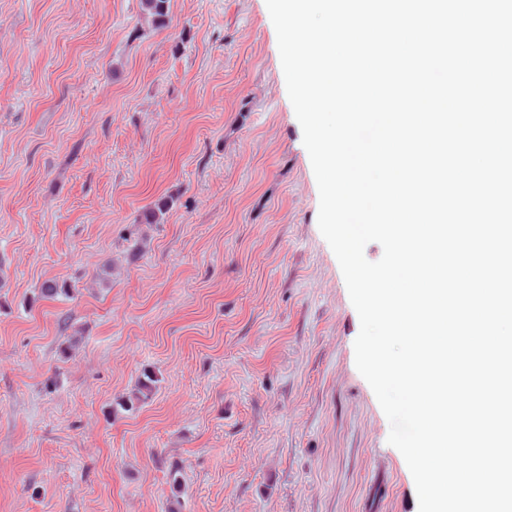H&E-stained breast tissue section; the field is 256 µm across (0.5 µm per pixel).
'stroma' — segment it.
Segmentation results:
<instances>
[{
	"label": "stroma",
	"instance_id": "stroma-1",
	"mask_svg": "<svg viewBox=\"0 0 512 512\" xmlns=\"http://www.w3.org/2000/svg\"><path fill=\"white\" fill-rule=\"evenodd\" d=\"M318 213L266 0H0V512H417Z\"/></svg>",
	"mask_w": 512,
	"mask_h": 512
}]
</instances>
